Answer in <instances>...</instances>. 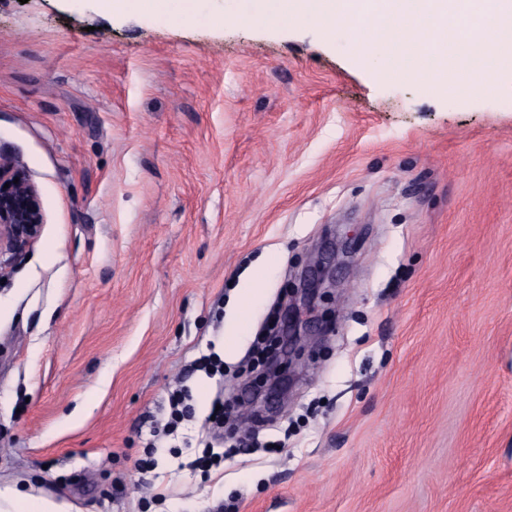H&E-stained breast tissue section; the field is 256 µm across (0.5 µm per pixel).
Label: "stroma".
<instances>
[{"mask_svg":"<svg viewBox=\"0 0 512 512\" xmlns=\"http://www.w3.org/2000/svg\"><path fill=\"white\" fill-rule=\"evenodd\" d=\"M243 0H0V150L46 222L0 281V485L74 512H512V69L442 94ZM336 286L289 308L304 267ZM305 336L219 465L271 313ZM223 378L189 372L207 354ZM186 391L192 415L152 436ZM104 9L113 17H121L131 12L162 11L167 0H100Z\"/></svg>","mask_w":512,"mask_h":512,"instance_id":"obj_1","label":"stroma"}]
</instances>
